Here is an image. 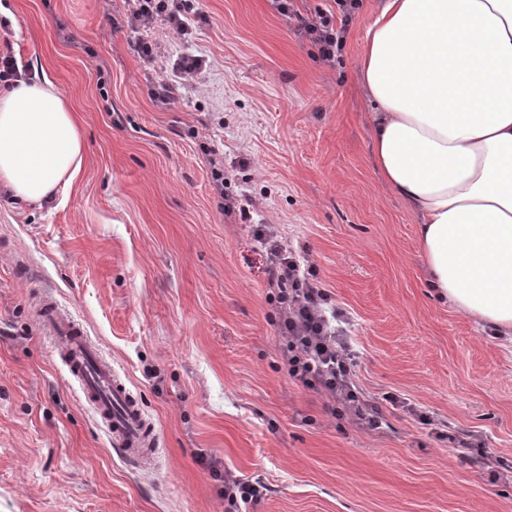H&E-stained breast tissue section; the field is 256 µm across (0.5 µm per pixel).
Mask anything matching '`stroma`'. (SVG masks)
<instances>
[{
    "label": "stroma",
    "mask_w": 512,
    "mask_h": 512,
    "mask_svg": "<svg viewBox=\"0 0 512 512\" xmlns=\"http://www.w3.org/2000/svg\"><path fill=\"white\" fill-rule=\"evenodd\" d=\"M0 53L44 73L83 124L80 176L42 204L0 189V512H224L212 469L268 488L254 512H512V477L468 462L424 413L512 467V344L438 301L420 218L384 185L360 82L362 0L333 61L274 0H203L169 52L201 55L172 104L151 90L124 0H0ZM248 195L306 248L352 318L356 382L388 394L385 426L338 424L279 366L266 258L221 213ZM84 324L159 435L124 463L39 331L44 297Z\"/></svg>",
    "instance_id": "35a3bbf8"
}]
</instances>
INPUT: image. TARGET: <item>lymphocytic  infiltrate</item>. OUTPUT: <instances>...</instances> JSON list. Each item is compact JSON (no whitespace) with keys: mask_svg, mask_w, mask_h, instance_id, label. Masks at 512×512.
<instances>
[{"mask_svg":"<svg viewBox=\"0 0 512 512\" xmlns=\"http://www.w3.org/2000/svg\"><path fill=\"white\" fill-rule=\"evenodd\" d=\"M126 2V23L134 30H148L163 21L185 34L202 15L200 0ZM297 22L317 44L321 58L333 60L343 43V33L335 29L332 15L320 10L312 18L298 17ZM134 49L144 63L152 65L162 60L168 66V79L152 90L153 98L165 104L182 97L202 69L200 57L167 53L152 40H138ZM221 208L227 213L238 212L243 222L251 224L253 237L266 254L268 299L276 307L275 327L289 378L326 395L327 410L333 417L369 431L380 430L383 409L355 380L357 351L347 329L349 318L324 287L306 249L288 245L277 225L254 223L249 204L228 200ZM215 478L224 485V512H248L263 496L260 485L233 471L216 473Z\"/></svg>","mask_w":512,"mask_h":512,"instance_id":"obj_1","label":"lymphocytic infiltrate"}]
</instances>
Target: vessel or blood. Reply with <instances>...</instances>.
Segmentation results:
<instances>
[{
  "instance_id": "obj_1",
  "label": "vessel or blood",
  "mask_w": 512,
  "mask_h": 512,
  "mask_svg": "<svg viewBox=\"0 0 512 512\" xmlns=\"http://www.w3.org/2000/svg\"><path fill=\"white\" fill-rule=\"evenodd\" d=\"M39 317L56 363L99 416L112 446L135 466L153 467L157 432L100 346L52 298L42 300Z\"/></svg>"
}]
</instances>
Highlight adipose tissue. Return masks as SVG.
<instances>
[{
    "instance_id": "1",
    "label": "adipose tissue",
    "mask_w": 512,
    "mask_h": 512,
    "mask_svg": "<svg viewBox=\"0 0 512 512\" xmlns=\"http://www.w3.org/2000/svg\"><path fill=\"white\" fill-rule=\"evenodd\" d=\"M372 155L420 217L429 288L512 340V0H381L360 60ZM84 137L45 76L0 91V186L38 204Z\"/></svg>"
}]
</instances>
